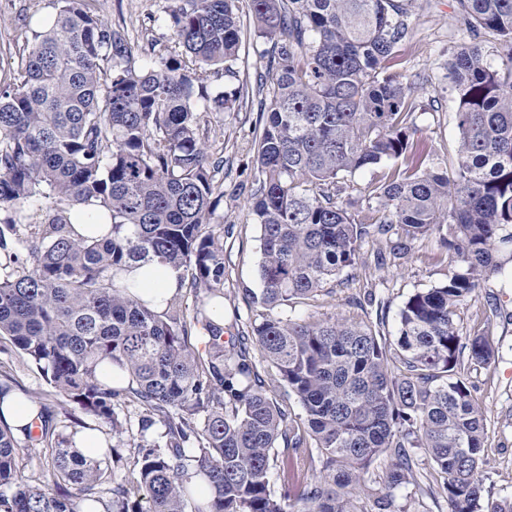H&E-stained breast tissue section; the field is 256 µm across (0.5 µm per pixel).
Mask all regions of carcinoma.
I'll return each mask as SVG.
<instances>
[{
	"label": "carcinoma",
	"instance_id": "obj_1",
	"mask_svg": "<svg viewBox=\"0 0 512 512\" xmlns=\"http://www.w3.org/2000/svg\"><path fill=\"white\" fill-rule=\"evenodd\" d=\"M237 0H173L175 46L142 52L86 0H57L21 62L0 82V337L7 336L57 394L136 449V490L95 496L106 460L85 456L40 404L37 433L0 421V512H186L191 476L211 490L194 512H407L397 492L418 484L416 450L441 474L448 512H512L485 495V418L459 370L460 354L488 366L484 334L462 337L455 315L512 262V0H455L468 36L448 56L459 132L453 176L430 159L410 86L389 72L412 31L401 0H248L276 82L260 110L259 188L249 215L261 230L260 294L250 329L157 311L116 281L157 259L207 299H224L221 195L200 137L201 114L230 112L238 93H209L234 73L242 27ZM490 36L501 65L490 64ZM408 168L375 187L382 216L358 224L336 201L339 180L384 161ZM108 213L112 236L72 234L83 207ZM435 236L457 269L412 294L389 340L338 318L305 321L270 310L307 299L383 239L397 255ZM200 326L206 356L188 344ZM230 340H224V335ZM275 368L273 399L251 349ZM108 360L126 387L99 379ZM398 362L397 369L391 363ZM146 414L138 431L121 409ZM163 431L153 440L145 432ZM314 441L312 474L294 452ZM38 453L54 487L21 476L20 449ZM391 465L375 487L378 456ZM281 481L271 484L272 473Z\"/></svg>",
	"mask_w": 512,
	"mask_h": 512
}]
</instances>
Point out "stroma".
Masks as SVG:
<instances>
[{
  "label": "stroma",
  "instance_id": "obj_1",
  "mask_svg": "<svg viewBox=\"0 0 512 512\" xmlns=\"http://www.w3.org/2000/svg\"><path fill=\"white\" fill-rule=\"evenodd\" d=\"M90 8L135 44L156 40L159 46H173L174 38L164 17L170 0H87ZM454 0H412L410 9L415 25L403 46L395 68L412 87L416 105L414 118L419 135L428 149L441 159L450 158L458 142L455 112L448 98L444 64L460 36L453 21ZM55 11V0H0V80L9 77L20 50L42 19ZM263 43L254 41L252 24H245L239 60L233 77H218V89L246 88L248 97L231 112H213L201 130L209 154L223 157L224 169L216 183L223 197L214 220L224 227L225 324H247L258 314L248 305L246 292H259L260 228L249 217V200L258 186L255 140L259 122L257 85L272 88L273 73ZM405 160H389L356 172L346 178L340 202L347 205L357 223L372 224L378 217L372 197L375 186L388 180ZM379 249L369 241L362 247V260L343 271L336 281L326 284L314 298L279 308L281 317L291 319L336 317L351 323H368L384 336H395L398 314L410 295L445 281L455 266L440 249L436 239L416 241L400 258H387L377 264ZM457 327L460 335L482 333L491 336L496 357L488 366H467L471 393L486 419L482 463L485 490L490 499L512 497V275L488 277L481 287L459 306ZM0 362L12 369L10 385L25 397L45 399L54 421L70 431L77 420L99 428V421L85 417L77 405L57 395L38 370L12 345L0 338Z\"/></svg>",
  "mask_w": 512,
  "mask_h": 512
}]
</instances>
